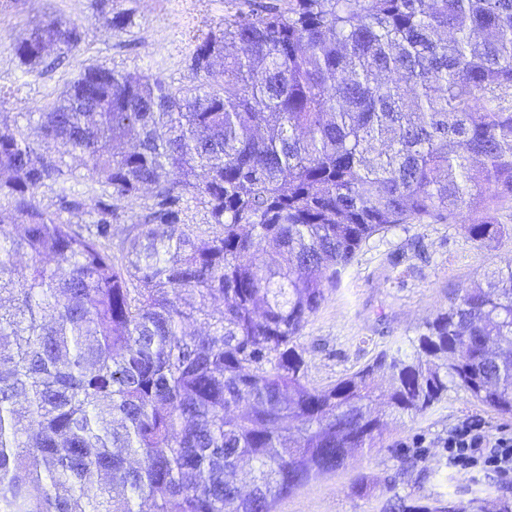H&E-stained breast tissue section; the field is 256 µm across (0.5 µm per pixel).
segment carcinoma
<instances>
[{
  "instance_id": "cac0c4a2",
  "label": "carcinoma",
  "mask_w": 512,
  "mask_h": 512,
  "mask_svg": "<svg viewBox=\"0 0 512 512\" xmlns=\"http://www.w3.org/2000/svg\"><path fill=\"white\" fill-rule=\"evenodd\" d=\"M244 2L197 40L191 85L89 66L37 136L0 122V512H273L450 384L512 418L511 265L454 291L411 357L315 387L299 344L376 233H502L512 0ZM81 40L46 16L13 50L36 68ZM145 193L126 223L114 199Z\"/></svg>"
}]
</instances>
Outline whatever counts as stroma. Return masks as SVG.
<instances>
[{
  "instance_id": "1",
  "label": "stroma",
  "mask_w": 512,
  "mask_h": 512,
  "mask_svg": "<svg viewBox=\"0 0 512 512\" xmlns=\"http://www.w3.org/2000/svg\"><path fill=\"white\" fill-rule=\"evenodd\" d=\"M241 0H123L134 27L107 30L99 0H0V87L16 93L0 110L18 122L52 103L84 67L103 64L133 75L160 73L192 83L198 34L221 28ZM75 21L82 41L52 69H29L12 47L32 19ZM512 263V235L491 245L469 242L458 225L405 224L374 235L300 333L308 380L317 387L370 362L383 349L409 350L422 323L448 306L451 289L481 283L486 271ZM479 420L489 434L512 431V418L474 402L456 386L424 415L404 418L382 447L278 500L275 512H394L398 503L435 500L465 506L475 497L512 500V480L449 466L444 441L455 425Z\"/></svg>"
}]
</instances>
